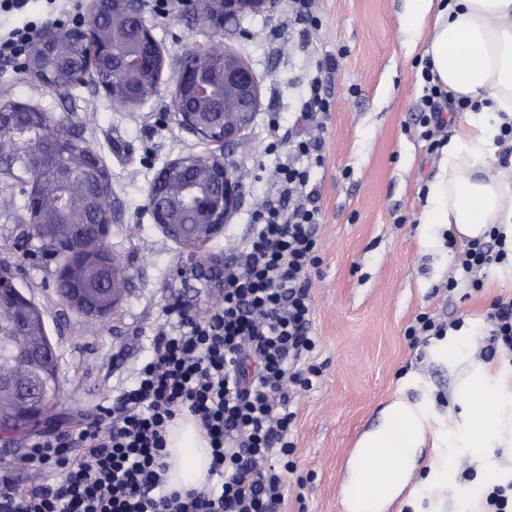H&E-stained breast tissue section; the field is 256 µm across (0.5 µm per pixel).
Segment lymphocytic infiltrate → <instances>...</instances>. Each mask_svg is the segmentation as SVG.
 Masks as SVG:
<instances>
[{"instance_id":"lymphocytic-infiltrate-1","label":"lymphocytic infiltrate","mask_w":512,"mask_h":512,"mask_svg":"<svg viewBox=\"0 0 512 512\" xmlns=\"http://www.w3.org/2000/svg\"><path fill=\"white\" fill-rule=\"evenodd\" d=\"M320 148L315 138L290 141L292 161L273 172L277 198L254 211L246 246L224 270L221 304L167 315L133 382L113 386L102 420L31 441L21 464L39 479H0V512H281L292 406L320 375L309 363L319 209L306 191ZM185 414L200 424L211 463L206 485L178 491L165 481L166 436Z\"/></svg>"}]
</instances>
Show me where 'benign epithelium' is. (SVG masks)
Listing matches in <instances>:
<instances>
[{"label":"benign epithelium","mask_w":512,"mask_h":512,"mask_svg":"<svg viewBox=\"0 0 512 512\" xmlns=\"http://www.w3.org/2000/svg\"><path fill=\"white\" fill-rule=\"evenodd\" d=\"M277 0H203L201 17L217 30L247 12L273 14ZM76 43L91 46L102 66L110 73L98 88L119 107L146 103L150 85L158 86L166 65L163 49L148 27L141 0H92L91 15L71 28L44 38L38 44L37 58L43 67L37 79L54 84L47 67L67 74L69 83L85 82L87 66L83 59L62 51L63 46ZM33 105L18 100L0 101V155L16 152L15 131L23 128V119ZM171 108L180 124L194 136L229 150L241 139L260 108L259 88L251 67L221 44H197L187 53L177 71L171 94ZM75 137H63L49 148L26 147L24 165L28 169H53L51 188L58 195L71 196L72 185L80 180L84 196L94 188L99 160L89 154L80 162L81 178L73 167L54 163L55 154L68 153L75 146ZM244 195V184L232 167L229 156L188 154L167 161L156 172L147 197V208L154 223L165 233L181 237L190 244L206 240L224 229L237 211ZM30 207L47 216L48 222L67 224V236L53 241L56 249L71 252L75 244H94L107 239L112 227L113 201L98 199L93 220H76L72 209L51 212L46 209L45 196L35 195ZM172 276L184 288L199 282L205 288L224 292V268L195 251L175 265ZM125 282L124 271L112 269L102 281L100 291L117 303ZM20 292L9 269L0 267V301L15 302ZM0 350H6L18 361L31 366L33 349L10 329L0 327ZM9 394L20 404L15 421L23 425L49 417L58 396L49 376L26 371L21 375L0 374V395Z\"/></svg>","instance_id":"7a95c632"}]
</instances>
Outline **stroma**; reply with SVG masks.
I'll list each match as a JSON object with an SVG mask.
<instances>
[{
  "label": "stroma",
  "mask_w": 512,
  "mask_h": 512,
  "mask_svg": "<svg viewBox=\"0 0 512 512\" xmlns=\"http://www.w3.org/2000/svg\"><path fill=\"white\" fill-rule=\"evenodd\" d=\"M72 5L28 0L24 11L0 15V35L35 17L45 19L44 33L59 30L61 12ZM294 8L293 0H278L273 15L245 18L243 34L222 35L203 23L200 0H170L163 14L155 0H145V18L167 64L157 94L138 109L113 107L91 83L74 95L57 90L26 74L20 62L0 60V99L32 102L63 120L111 172L117 211L107 244L127 274L109 317L70 309L55 288L59 258L45 257L37 239L21 241L15 210L23 199L0 181V266L41 311L59 384L50 419L34 429L0 431V476L35 480V471L19 468L29 442L56 426L93 420L109 405L113 384L132 376L173 299L200 315L218 304L208 289L172 287V269L187 248L146 208L164 162L216 150L183 129L170 108L183 53L214 42L253 68L261 109L230 151L245 184L242 203L223 233L200 246L201 254L232 264L257 205L275 196L273 168L288 154L272 145L270 124L284 136L299 131L312 84L331 102L320 118L324 161L307 187L320 209L310 333L321 375L296 402L286 512H344L340 491L356 446L398 401L423 407L428 438L448 441L439 451L424 448L421 464L439 453L448 469L436 492L417 494L412 508L395 500L388 512H485L481 473L492 471L499 482L512 478V433L502 432L487 448L467 447L466 418L454 395L466 361L487 365L489 383L503 377L512 385V354L493 342L489 318L496 301L512 300V264L462 275L466 242L448 225L421 221L428 184L454 129L425 134L428 62L402 31L403 0H314L318 26L309 31L295 21ZM422 314L446 334L470 332L461 362L434 356L432 337L415 330Z\"/></svg>",
  "instance_id": "35a3bbf8"
}]
</instances>
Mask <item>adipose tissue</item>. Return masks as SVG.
Here are the masks:
<instances>
[{
    "label": "adipose tissue",
    "instance_id": "obj_1",
    "mask_svg": "<svg viewBox=\"0 0 512 512\" xmlns=\"http://www.w3.org/2000/svg\"><path fill=\"white\" fill-rule=\"evenodd\" d=\"M403 31L430 61L433 83L470 102L466 122L450 138L446 161L430 182L422 221L446 224L457 236L483 239L497 231L512 248V165L486 169L477 156L512 154V0H407ZM483 363L471 362L458 384L469 411L471 447L495 440L512 423V392L487 386ZM422 408L396 402L366 433L344 485L347 512H383L404 488L425 446ZM166 480L177 489L206 483L211 450L197 422H175L167 436Z\"/></svg>",
    "mask_w": 512,
    "mask_h": 512
}]
</instances>
